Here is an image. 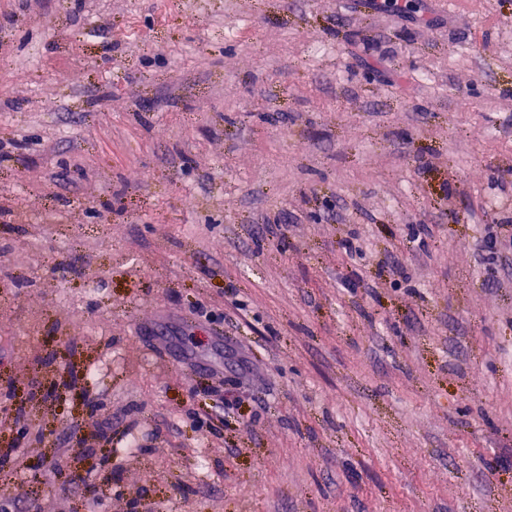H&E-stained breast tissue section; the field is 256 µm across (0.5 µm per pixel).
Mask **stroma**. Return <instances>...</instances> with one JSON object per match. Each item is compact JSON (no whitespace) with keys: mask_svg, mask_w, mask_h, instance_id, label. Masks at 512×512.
<instances>
[{"mask_svg":"<svg viewBox=\"0 0 512 512\" xmlns=\"http://www.w3.org/2000/svg\"><path fill=\"white\" fill-rule=\"evenodd\" d=\"M1 448L18 512H512V0H0Z\"/></svg>","mask_w":512,"mask_h":512,"instance_id":"stroma-1","label":"stroma"}]
</instances>
